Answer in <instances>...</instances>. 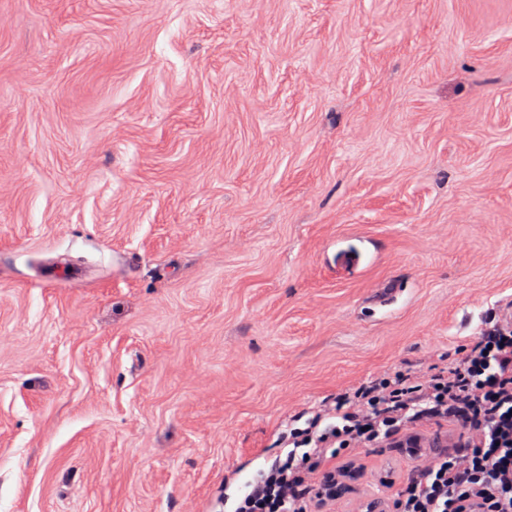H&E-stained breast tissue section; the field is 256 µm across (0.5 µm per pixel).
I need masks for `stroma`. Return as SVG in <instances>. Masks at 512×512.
Wrapping results in <instances>:
<instances>
[{
	"label": "stroma",
	"instance_id": "stroma-1",
	"mask_svg": "<svg viewBox=\"0 0 512 512\" xmlns=\"http://www.w3.org/2000/svg\"><path fill=\"white\" fill-rule=\"evenodd\" d=\"M511 313L512 0H0V512H224Z\"/></svg>",
	"mask_w": 512,
	"mask_h": 512
}]
</instances>
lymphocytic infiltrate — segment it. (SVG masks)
<instances>
[{
    "instance_id": "1",
    "label": "lymphocytic infiltrate",
    "mask_w": 512,
    "mask_h": 512,
    "mask_svg": "<svg viewBox=\"0 0 512 512\" xmlns=\"http://www.w3.org/2000/svg\"><path fill=\"white\" fill-rule=\"evenodd\" d=\"M430 423L463 436L416 460L400 491L386 496V512H512V318L485 321L445 370L383 376L314 411L236 512H332L327 477L371 444L415 445Z\"/></svg>"
}]
</instances>
